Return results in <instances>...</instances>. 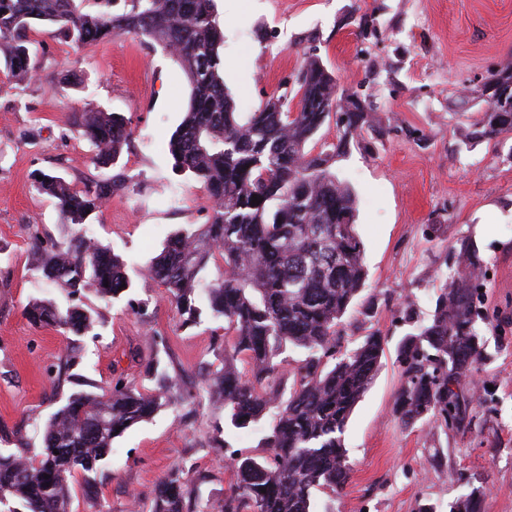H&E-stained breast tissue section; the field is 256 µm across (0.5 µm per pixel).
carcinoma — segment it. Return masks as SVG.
Segmentation results:
<instances>
[{"instance_id":"1","label":"carcinoma","mask_w":512,"mask_h":512,"mask_svg":"<svg viewBox=\"0 0 512 512\" xmlns=\"http://www.w3.org/2000/svg\"><path fill=\"white\" fill-rule=\"evenodd\" d=\"M76 0H0V70L24 80L36 71L34 26L50 27L67 42H105L132 34L175 55L190 87L184 118L169 141L175 169L203 185L208 222L173 233L147 267L174 305L179 326L201 324L203 310L224 321V349L209 364L202 392L224 405V427L243 430L271 417L259 447L263 455L234 450V481L220 512H315L317 494L343 493L352 478L344 433L354 407L369 389L386 352L373 331L355 348L342 319L366 282L362 243L355 230L356 200L332 171L351 139L368 123L362 102L346 113L336 141L309 147L330 117L316 108L353 97L314 54L303 58L297 87L253 112L236 111L224 87V33L215 0H95L84 12ZM512 85L507 62L484 82L485 106L470 138L499 146L512 138ZM70 131L88 138L101 168L118 164L130 132L115 112H73ZM123 173L79 189L43 173L41 195L55 199L71 233L59 241L34 236L33 270L69 297L92 287L108 302L122 300L130 281L119 254L89 236V227ZM262 199L252 204L253 197ZM456 278L439 289L431 318L413 326L395 346L400 371L395 413L417 424L473 433L478 406L463 379L488 359L480 323L483 260L461 242ZM31 322L68 337L95 330L97 315L80 304L60 307L33 300ZM303 351L293 372L287 346ZM156 350L144 366L154 387L141 390L123 374L102 393L75 390L49 416L35 452L20 435L0 449V512H70L69 481L82 480L85 497L98 498V475L114 440L175 401L170 363ZM64 360L48 369L58 388L76 378ZM292 384L284 386L285 374ZM50 478H44V475ZM183 471L157 481L147 512H189ZM483 492L459 496L449 512H482Z\"/></svg>"}]
</instances>
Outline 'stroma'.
<instances>
[{"mask_svg":"<svg viewBox=\"0 0 512 512\" xmlns=\"http://www.w3.org/2000/svg\"><path fill=\"white\" fill-rule=\"evenodd\" d=\"M224 31V83L237 111L250 112L291 84L305 53H316L370 113L363 132L333 165L355 193L356 233L368 277L346 323L350 347L372 331L397 342L409 319H428L435 293L456 263V243L473 241L485 262L484 311L490 359L466 379L481 415L468 437L395 416L400 374L387 351L345 432L354 471L344 494H318L326 512H448L480 488L484 512H512V162L470 139L484 78L512 60V0H216ZM40 66L19 81L0 72V435L21 432L41 445L43 426L72 384L54 391L47 369L73 356V371L107 386L115 372L151 389L143 363L166 341L178 389L195 387L224 343L210 315L184 329L163 287L145 266L178 227L205 223L201 184L174 167L169 140L187 109L181 66L160 47L123 35L94 51L34 32ZM124 116L131 132L115 192L93 235L122 255L131 287L109 304L86 291L98 312L97 335L74 342L34 327L24 308L61 299L35 279L31 237L68 235L53 199L39 194L37 172L80 187L109 177L94 149L74 135L72 112ZM262 429L224 427V410L206 396L162 409L113 444L100 477L105 512L146 503L157 480L181 466L202 500L219 508L231 483L227 458L255 450ZM443 453L445 463L431 458Z\"/></svg>","mask_w":512,"mask_h":512,"instance_id":"1","label":"stroma"}]
</instances>
